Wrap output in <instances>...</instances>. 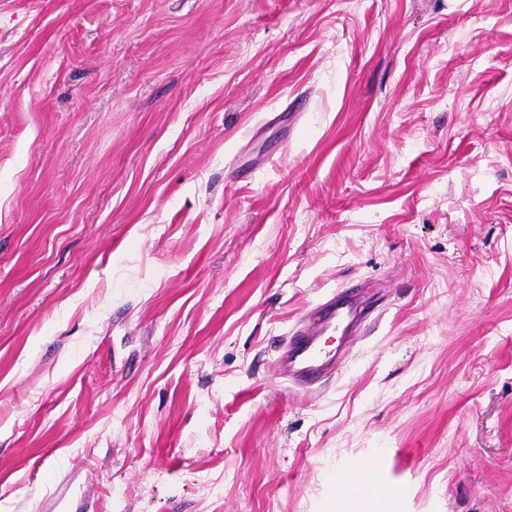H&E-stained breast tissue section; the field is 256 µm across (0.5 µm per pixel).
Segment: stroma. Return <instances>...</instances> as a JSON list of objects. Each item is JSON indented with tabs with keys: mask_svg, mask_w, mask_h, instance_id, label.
<instances>
[{
	"mask_svg": "<svg viewBox=\"0 0 512 512\" xmlns=\"http://www.w3.org/2000/svg\"><path fill=\"white\" fill-rule=\"evenodd\" d=\"M357 463L356 512H512V0H0V512H326ZM349 313L348 307L326 309V316L319 324L293 332L285 361L287 368H294L301 377L293 380L295 384L311 383L331 363L333 354L326 346L325 336H333ZM372 470L369 468H354L346 471L342 475V481L349 485L355 491L362 494L375 493L372 485Z\"/></svg>",
	"mask_w": 512,
	"mask_h": 512,
	"instance_id": "1",
	"label": "stroma"
}]
</instances>
